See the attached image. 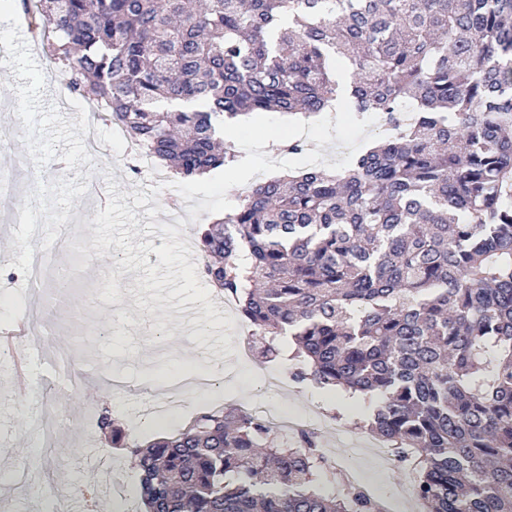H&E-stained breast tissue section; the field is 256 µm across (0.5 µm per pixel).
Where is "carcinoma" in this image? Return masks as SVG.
<instances>
[{
  "mask_svg": "<svg viewBox=\"0 0 512 512\" xmlns=\"http://www.w3.org/2000/svg\"><path fill=\"white\" fill-rule=\"evenodd\" d=\"M69 90L195 180L224 119L309 120L351 67L385 134L336 173L255 184L200 236L202 276L298 382L372 395L367 431L423 512H512V0H18ZM234 406L129 448L145 512H384L325 495L314 434Z\"/></svg>",
  "mask_w": 512,
  "mask_h": 512,
  "instance_id": "obj_1",
  "label": "carcinoma"
}]
</instances>
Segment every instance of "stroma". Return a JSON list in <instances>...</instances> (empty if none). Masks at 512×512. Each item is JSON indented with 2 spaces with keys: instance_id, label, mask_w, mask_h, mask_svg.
<instances>
[{
  "instance_id": "obj_1",
  "label": "stroma",
  "mask_w": 512,
  "mask_h": 512,
  "mask_svg": "<svg viewBox=\"0 0 512 512\" xmlns=\"http://www.w3.org/2000/svg\"><path fill=\"white\" fill-rule=\"evenodd\" d=\"M39 43L27 25L0 20V48L11 57L10 73L0 77V129L19 130L13 152L35 159L29 180L41 206L34 221L45 226L48 258L65 268L68 284L51 279L41 286L45 333L27 340L38 354L24 393L13 389L12 365L0 363V512H45L52 497L61 498L66 512H106L102 489L109 476L135 481L139 472L129 453L113 445L111 430L90 425V418L108 413L127 439L144 445L175 433L206 403L315 410V432L330 465L319 479L325 491H338L345 476L384 500L410 492L409 467L371 451L356 456L345 446L360 439L354 424L371 417L375 398H345L309 382L267 390L264 374H287L291 358L242 356L240 316L219 303L198 272V233L235 204L242 182L299 165L340 170L379 139L373 116L346 111L315 118V154L277 157L265 135L292 140L298 126L278 113L256 114L224 126L239 156L234 166L193 181L163 166L157 177H140L129 169L132 142L114 135L111 121L98 128L99 152H87L79 120L86 106L59 94L66 68L46 69ZM26 247L24 226L0 222V328L35 305L25 290ZM61 351L73 354L74 376L51 360ZM194 371L206 372L212 389L172 396L173 382ZM111 372L124 377L123 394L114 393ZM49 406L59 415L56 447H26L28 438L39 437ZM20 465L29 469L30 483L9 482Z\"/></svg>"
}]
</instances>
